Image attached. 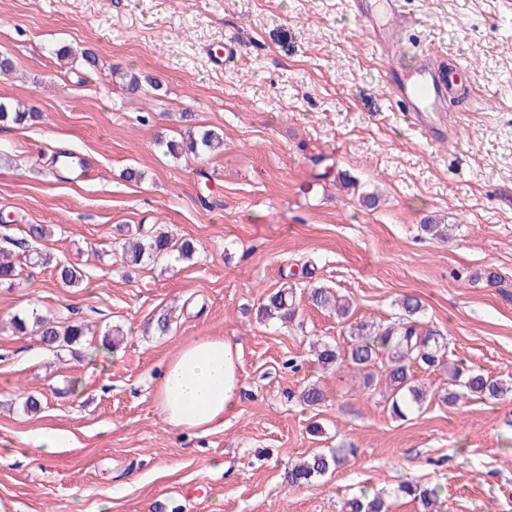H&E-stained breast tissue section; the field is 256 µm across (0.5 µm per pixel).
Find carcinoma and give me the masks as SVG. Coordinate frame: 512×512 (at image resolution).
Wrapping results in <instances>:
<instances>
[{"instance_id": "1", "label": "carcinoma", "mask_w": 512, "mask_h": 512, "mask_svg": "<svg viewBox=\"0 0 512 512\" xmlns=\"http://www.w3.org/2000/svg\"><path fill=\"white\" fill-rule=\"evenodd\" d=\"M36 117L35 112L25 104L6 106L0 103V124L24 127ZM158 144L175 157L192 154L196 157L220 153L224 150L222 134L212 129H198L190 126L178 141L162 139ZM122 258L130 267L142 268L146 263L159 262L176 253L181 260H190L195 247L189 241H181L171 233L158 227L147 232L118 228ZM12 252L0 250V282L11 281L18 275L21 263L48 265L50 255L39 249H32L24 260H10ZM57 281L65 288H75L84 280L81 268L71 263H58L54 270ZM308 303L320 310L336 315L340 320L350 318L348 302L328 288L309 289ZM402 314L393 323L367 324L349 323L350 345L346 355L330 344L316 343L312 350L313 365L321 368H339L345 364L358 370L377 367L385 377V395L392 413L399 418L420 410L426 402V390L415 381L414 369H433L441 366L447 344L439 341L424 323L418 320L422 301L406 295L400 302ZM260 318L265 321H292L298 310L294 301L293 288H281L266 296L258 307ZM38 336L42 344L53 351L66 350L81 344L87 336L88 324L72 320L60 322L53 317L34 316ZM453 389L448 391L446 401L455 404L460 398L478 396L485 400H502L512 395V383L504 382L489 375L474 372L468 368H456L453 372ZM354 452L352 448H331L317 451L288 469V480L296 486L308 485L316 479L325 478L336 472ZM398 493L420 500L423 512H438V488H420L409 482L398 486ZM342 512H388L386 500L381 494L369 496L360 494L346 500Z\"/></svg>"}]
</instances>
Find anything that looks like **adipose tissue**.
Returning <instances> with one entry per match:
<instances>
[{
  "mask_svg": "<svg viewBox=\"0 0 512 512\" xmlns=\"http://www.w3.org/2000/svg\"><path fill=\"white\" fill-rule=\"evenodd\" d=\"M240 380L237 348L221 336H200L167 362L156 388L157 406L172 427L207 430L234 410Z\"/></svg>",
  "mask_w": 512,
  "mask_h": 512,
  "instance_id": "adipose-tissue-1",
  "label": "adipose tissue"
}]
</instances>
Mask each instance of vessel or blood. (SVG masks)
<instances>
[{"mask_svg":"<svg viewBox=\"0 0 512 512\" xmlns=\"http://www.w3.org/2000/svg\"><path fill=\"white\" fill-rule=\"evenodd\" d=\"M353 13L361 14L367 28L373 29L377 50L384 56H395L400 48L397 30L376 25L372 16L362 14L359 0H349ZM457 68H445L424 57L413 69L399 70L389 83L393 103L407 120L426 133H434L437 123L446 122L447 100L457 85Z\"/></svg>","mask_w":512,"mask_h":512,"instance_id":"b4317fda","label":"vessel or blood"}]
</instances>
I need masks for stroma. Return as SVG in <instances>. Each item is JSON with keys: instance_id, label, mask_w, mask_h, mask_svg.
Masks as SVG:
<instances>
[{"instance_id": "stroma-1", "label": "stroma", "mask_w": 512, "mask_h": 512, "mask_svg": "<svg viewBox=\"0 0 512 512\" xmlns=\"http://www.w3.org/2000/svg\"><path fill=\"white\" fill-rule=\"evenodd\" d=\"M402 6V65L424 51L470 72L447 101L449 140L396 112L389 61L347 0H0V55L15 64L0 101L38 113L0 126L13 158L0 165V249L45 224L54 260L85 272L77 288L49 266L0 284V512H340L363 492L421 512L396 492L406 481L441 486L443 512H512V400L440 399L453 363L512 381V0ZM230 39L236 59L214 69L209 53ZM61 44L93 49L99 72L59 65ZM191 124L223 132V153L176 160L156 147ZM67 150L84 176L48 175ZM428 222L452 225V240ZM140 224L192 240L194 260L129 272L113 235ZM286 285L295 321H260L262 299ZM313 286L350 297L363 322L422 301L448 347L445 366L416 372L433 393L419 413L395 417L364 372L314 369L313 340L350 338L308 305ZM165 308L174 324L159 336ZM16 314L82 319L95 334L55 353L4 330ZM116 325L126 336L113 352L100 334ZM206 335L240 350L238 402L219 427L177 430L156 407L158 376ZM311 383L325 394L314 407L301 401ZM51 430L63 439L46 454L36 442ZM327 448L355 454L289 483L291 463Z\"/></svg>"}]
</instances>
